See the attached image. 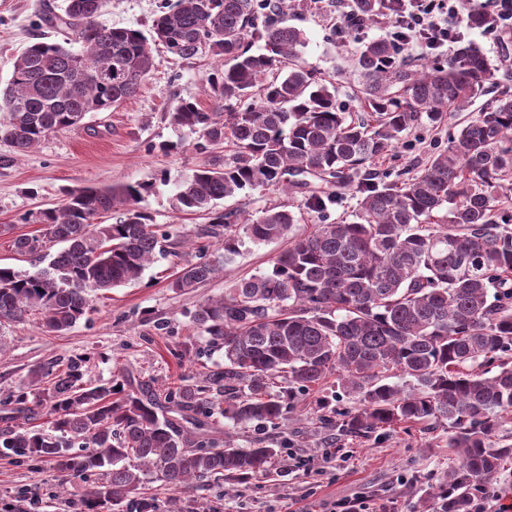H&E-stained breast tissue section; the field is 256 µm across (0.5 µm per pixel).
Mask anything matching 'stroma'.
<instances>
[{
	"instance_id": "1",
	"label": "stroma",
	"mask_w": 512,
	"mask_h": 512,
	"mask_svg": "<svg viewBox=\"0 0 512 512\" xmlns=\"http://www.w3.org/2000/svg\"><path fill=\"white\" fill-rule=\"evenodd\" d=\"M162 0H108L102 19L109 24L149 30ZM63 6L64 0H0V86L9 81L13 63L37 35L56 39L53 29L38 26L44 4ZM336 0H288L289 25L303 29V58L336 86L337 101L346 111H359L354 96L357 76L353 59L363 38L386 35L384 23L334 35L330 23ZM464 40L479 44L495 67V82L512 87V31L489 35L463 29ZM156 65L137 94L106 112L87 115L85 123L50 134L31 152L15 155L0 141V265L34 273L38 263L16 254L13 239L35 234L39 225L24 217L60 203L68 189L149 182L153 188L143 206L157 223L171 224L193 244L209 243L202 231L206 216L182 213L172 207L178 183L195 169L210 164L212 153L193 149L194 137L175 131L167 112L180 100H193L203 108L212 101L206 80L217 67L207 53L180 59L163 45L154 50ZM458 118L448 113L443 124L429 121L407 131L392 155L380 161V171L420 172L430 154L445 146L448 126ZM183 141L170 153L163 143ZM300 195L278 190L243 191L224 203L254 218L262 210L299 203ZM287 247L286 241L241 247L226 262L218 277L189 293L173 291L171 260L158 259L131 285L112 289L93 302L89 317L56 335L41 325L39 315L0 324V400L16 391L29 370L42 362L87 354L92 365L89 381L113 378L139 383L152 381L155 389L176 386L181 377L204 367L224 363V352L211 346L207 337L191 325L189 313L202 300L224 292L227 283L271 268ZM165 322L163 331L155 323ZM335 394L336 408L352 406V399L336 394L333 381L298 395L278 427L236 425L227 419L208 431L216 442L231 441L240 448L272 446L279 454L264 476L221 485L196 487L179 494L155 488L157 512L176 505L181 512H322L334 502L384 506L386 512H417L421 498L437 483L457 458L445 440L417 429L380 431L366 438L336 441L334 429L320 407L322 396ZM302 468H295L296 460ZM97 476L75 479L60 487L58 472L36 458L0 460V512H75L84 492Z\"/></svg>"
}]
</instances>
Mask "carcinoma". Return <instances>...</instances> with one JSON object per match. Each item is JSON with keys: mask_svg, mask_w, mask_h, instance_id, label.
Returning a JSON list of instances; mask_svg holds the SVG:
<instances>
[{"mask_svg": "<svg viewBox=\"0 0 512 512\" xmlns=\"http://www.w3.org/2000/svg\"><path fill=\"white\" fill-rule=\"evenodd\" d=\"M105 0L50 5L42 22L64 42L36 41L14 61L0 88V139L20 156L50 132L83 124L136 95L155 67L153 45L191 59L220 61L208 76L213 107L182 100L173 128L197 135L195 149L227 144L228 154L177 186L173 206L202 213L203 234L224 254L250 242L289 237L269 270L241 278L190 312V322L224 348V368L180 380L159 399L151 385L85 380L90 358L55 359L29 371L28 387L0 401V455L51 463L63 482L101 471L85 512H155L144 495L155 479L175 491L192 482L245 479L270 470L278 449L217 448L194 430L220 415L237 424L275 423L285 399L334 376L358 407L334 415L336 440L397 427L441 430L459 459L426 492L424 512H475L512 470L502 435L512 415V94L498 93L448 132L424 169L389 178L372 163L402 135L448 108L485 96L493 68L483 50L458 40L444 62L412 64L399 44L369 39L356 56L363 115L336 101V86L302 59V30L279 19L281 0H175L149 33L100 20ZM464 22L489 32L497 20L469 4ZM78 51L65 46L70 37ZM264 51L250 52V40ZM267 188L299 194L320 223L292 234L290 209L255 219L224 211V200ZM152 184L66 191L40 210L39 234L13 240L20 256L48 262L33 274L0 266V322L38 311L63 333L92 310V298L141 277L157 257L179 259L169 287L191 291L221 269L222 255L187 244L170 224L140 207ZM355 193L351 217L330 221L328 207ZM117 212L103 224L98 218ZM62 243L55 254L48 244ZM398 376L403 384L390 383ZM38 400H30L32 389ZM47 425H35V408ZM180 416L188 429L159 408Z\"/></svg>", "mask_w": 512, "mask_h": 512, "instance_id": "obj_1", "label": "carcinoma"}]
</instances>
